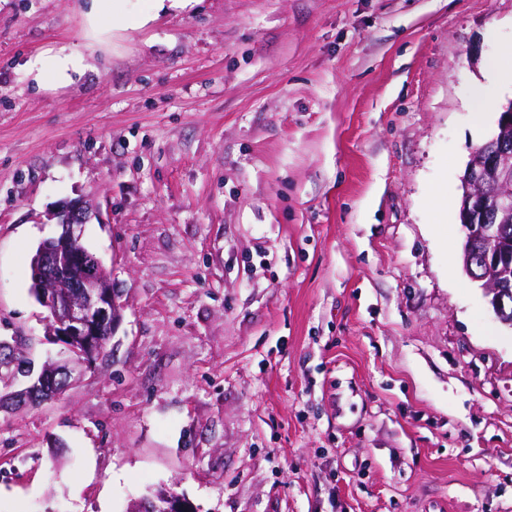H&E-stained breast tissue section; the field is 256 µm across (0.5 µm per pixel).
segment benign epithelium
I'll return each instance as SVG.
<instances>
[{
    "instance_id": "obj_1",
    "label": "benign epithelium",
    "mask_w": 512,
    "mask_h": 512,
    "mask_svg": "<svg viewBox=\"0 0 512 512\" xmlns=\"http://www.w3.org/2000/svg\"><path fill=\"white\" fill-rule=\"evenodd\" d=\"M495 147L485 167L468 171L467 187L472 222L463 224L465 236L480 247L469 257L471 278L481 283L495 310L502 312L512 299V265L504 250L506 228L487 223L491 214L512 211V170L502 160L512 155V110L504 116ZM93 205L84 203L58 213L61 234L43 242L33 268L35 281L44 289V305L50 310L48 332L67 342V347L83 356L98 345V337L113 335L121 320L123 304L106 273L102 260L82 243V226ZM56 366L41 371L31 386L0 395L4 402L38 401L39 394L58 397Z\"/></svg>"
}]
</instances>
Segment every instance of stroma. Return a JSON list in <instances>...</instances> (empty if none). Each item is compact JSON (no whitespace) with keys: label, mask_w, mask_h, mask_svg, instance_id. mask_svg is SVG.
<instances>
[{"label":"stroma","mask_w":512,"mask_h":512,"mask_svg":"<svg viewBox=\"0 0 512 512\" xmlns=\"http://www.w3.org/2000/svg\"><path fill=\"white\" fill-rule=\"evenodd\" d=\"M83 49L0 0V338L65 355L30 258L77 201L123 319L57 400L0 409V512H512V326L459 260L512 0H200ZM89 68L86 54L67 43L32 56L25 63L26 75L38 90L73 85ZM511 85L512 91V73L510 75L502 72L497 59L490 60L486 65L484 81L477 82L473 89V100L479 109V114L491 111V107L496 100V90L506 88ZM164 500L166 503L165 509L160 508L155 499H150L147 501L134 502V505L131 509L132 511L130 512H157L159 509L164 510L162 512H180V510L183 508V497L174 492L167 494Z\"/></svg>","instance_id":"obj_1"}]
</instances>
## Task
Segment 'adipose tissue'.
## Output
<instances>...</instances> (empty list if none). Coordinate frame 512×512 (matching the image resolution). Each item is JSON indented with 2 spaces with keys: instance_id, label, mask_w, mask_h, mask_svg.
I'll return each instance as SVG.
<instances>
[{
  "instance_id": "1",
  "label": "adipose tissue",
  "mask_w": 512,
  "mask_h": 512,
  "mask_svg": "<svg viewBox=\"0 0 512 512\" xmlns=\"http://www.w3.org/2000/svg\"><path fill=\"white\" fill-rule=\"evenodd\" d=\"M199 0H145L136 16H129L127 0H76L83 18L84 37L89 47L111 43L113 37L130 29L142 28L164 12H187ZM89 69L87 56L69 44L61 43L46 53L30 57L25 71L37 89H49L75 84Z\"/></svg>"
}]
</instances>
